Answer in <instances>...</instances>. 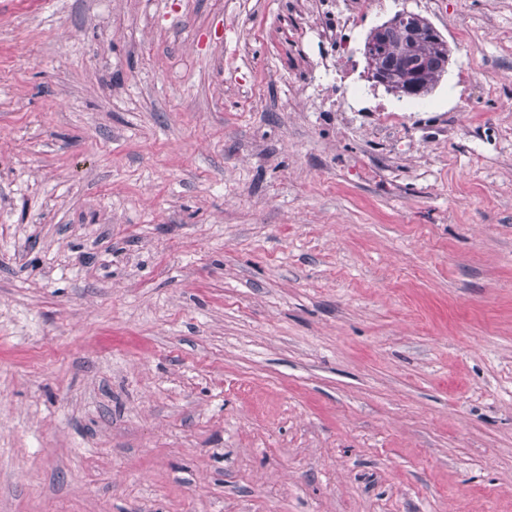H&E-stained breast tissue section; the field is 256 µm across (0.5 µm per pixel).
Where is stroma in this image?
Returning <instances> with one entry per match:
<instances>
[{
	"label": "stroma",
	"instance_id": "stroma-1",
	"mask_svg": "<svg viewBox=\"0 0 512 512\" xmlns=\"http://www.w3.org/2000/svg\"><path fill=\"white\" fill-rule=\"evenodd\" d=\"M300 8L0 0V512H512V0ZM351 1L349 11L343 15L339 19V22L336 23V28H324L320 22V20L315 15H311L307 17L305 21V31H310L314 33L318 39V47L323 45L324 41L332 40L334 38V34L338 31L351 29L356 21L358 14L362 11L364 6L369 2L368 0H349ZM419 17L421 16L406 10L398 11L394 17L370 31L363 48V55L366 60L364 76L367 81L372 83L374 88L381 86L387 93L397 97L419 96L422 94L415 86L407 85L404 87L399 72L395 68L375 69L374 65L376 67H389L395 64L407 68L415 61L423 58L427 62V69L422 77L425 88L424 94L429 91L431 93L439 82L443 71L442 64H445L444 70H447V40L444 38L436 40L422 38L411 43L405 38L402 28L392 26L395 22L403 21L407 26V35L410 39H415L420 33L415 25V21H418ZM386 32V43L376 51V48L383 44ZM375 51L376 54L372 55Z\"/></svg>",
	"mask_w": 512,
	"mask_h": 512
}]
</instances>
